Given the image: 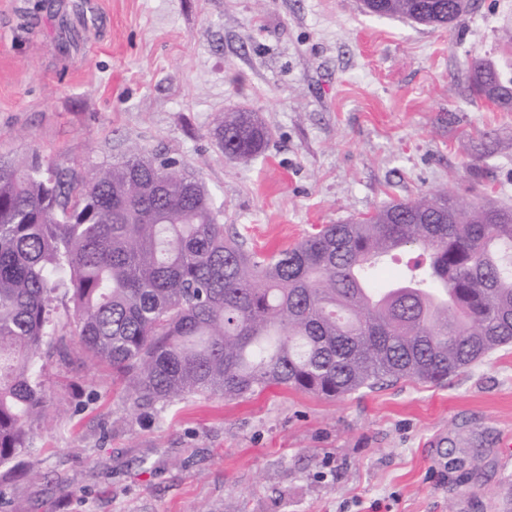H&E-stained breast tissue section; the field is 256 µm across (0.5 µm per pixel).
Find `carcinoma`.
I'll return each instance as SVG.
<instances>
[{
	"label": "carcinoma",
	"instance_id": "1",
	"mask_svg": "<svg viewBox=\"0 0 512 512\" xmlns=\"http://www.w3.org/2000/svg\"><path fill=\"white\" fill-rule=\"evenodd\" d=\"M457 2L382 0L374 16L446 27L469 11ZM511 85L484 57L468 67L466 92L505 112ZM213 135L237 162L268 140L253 112L220 113ZM222 217L172 159L134 154L86 176L37 153L0 160V467H23L49 416L56 355L111 369L139 407L434 383L512 345V207L487 195L428 190L270 253ZM412 247L428 261L377 284Z\"/></svg>",
	"mask_w": 512,
	"mask_h": 512
}]
</instances>
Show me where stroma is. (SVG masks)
I'll list each match as a JSON object with an SVG mask.
<instances>
[{
	"instance_id": "1",
	"label": "stroma",
	"mask_w": 512,
	"mask_h": 512,
	"mask_svg": "<svg viewBox=\"0 0 512 512\" xmlns=\"http://www.w3.org/2000/svg\"><path fill=\"white\" fill-rule=\"evenodd\" d=\"M0 0V159L89 174L136 152L199 176L224 228L273 250L393 199L480 180L512 205V112L461 93L512 64V0L432 29L359 0ZM271 137L225 159L220 112ZM53 411L0 482L8 512H512V346L438 383L325 400L273 388L134 406L110 371L49 360Z\"/></svg>"
}]
</instances>
